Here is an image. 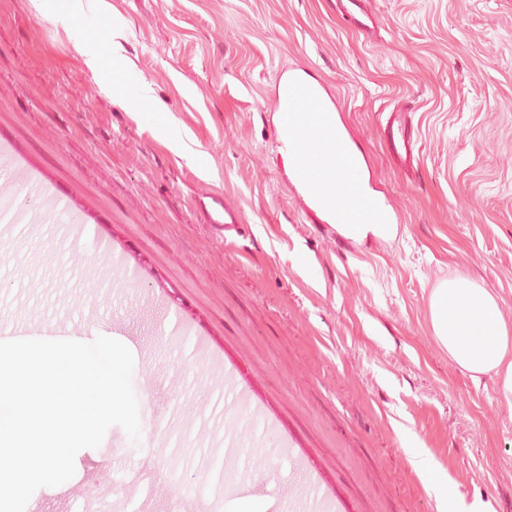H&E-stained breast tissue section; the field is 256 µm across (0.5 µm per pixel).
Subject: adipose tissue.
I'll use <instances>...</instances> for the list:
<instances>
[{"label": "adipose tissue", "mask_w": 512, "mask_h": 512, "mask_svg": "<svg viewBox=\"0 0 512 512\" xmlns=\"http://www.w3.org/2000/svg\"><path fill=\"white\" fill-rule=\"evenodd\" d=\"M430 315L435 336L459 368L475 379L496 374L512 394V328L489 290L462 279L442 283L431 296Z\"/></svg>", "instance_id": "obj_1"}]
</instances>
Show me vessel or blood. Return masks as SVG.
<instances>
[{
	"label": "vessel or blood",
	"mask_w": 512,
	"mask_h": 512,
	"mask_svg": "<svg viewBox=\"0 0 512 512\" xmlns=\"http://www.w3.org/2000/svg\"><path fill=\"white\" fill-rule=\"evenodd\" d=\"M346 15L361 30L370 28L373 18L364 8V0H341ZM277 116L276 135L280 148L294 157L291 181L300 189L308 210L323 214L329 223L342 225L346 237H353L360 224H394L398 218L387 200L370 193L366 173L353 148L339 139L336 116L340 106L327 89L308 79L302 69H293L277 78L272 103ZM336 137V148L325 154L315 150V137ZM392 155L402 166L415 165L419 157L418 139L407 112L395 111L382 131ZM336 172L340 194L325 191L317 177L319 166ZM207 223L225 230L241 231L244 220L240 211L219 194H208L201 205Z\"/></svg>",
	"instance_id": "vessel-or-blood-1"
}]
</instances>
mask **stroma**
Wrapping results in <instances>:
<instances>
[{
	"label": "stroma",
	"mask_w": 512,
	"mask_h": 512,
	"mask_svg": "<svg viewBox=\"0 0 512 512\" xmlns=\"http://www.w3.org/2000/svg\"><path fill=\"white\" fill-rule=\"evenodd\" d=\"M368 2L362 33L336 0H0V143L24 159L0 192L40 197L0 233V326L117 333L141 430L110 427L28 512H231L235 487L270 512H444L416 452L468 512H512V402L430 321L461 278L512 323V0ZM81 46L129 60L152 108ZM293 68L338 99L394 236L345 244L289 184L270 103ZM397 107L409 173L381 137ZM207 192L241 233L201 223Z\"/></svg>",
	"instance_id": "1"
}]
</instances>
